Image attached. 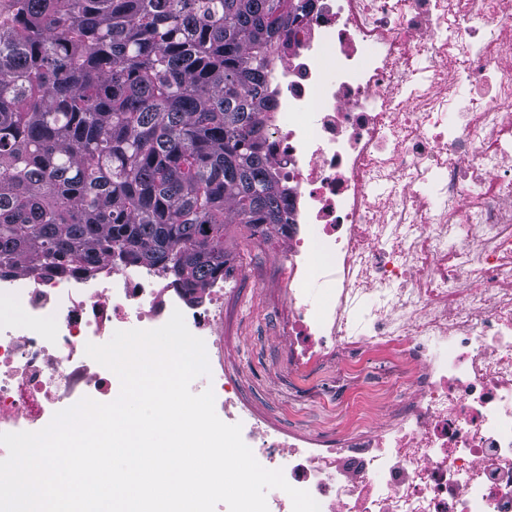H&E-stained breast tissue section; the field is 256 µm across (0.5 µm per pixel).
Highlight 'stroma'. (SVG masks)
<instances>
[{
    "label": "stroma",
    "mask_w": 512,
    "mask_h": 512,
    "mask_svg": "<svg viewBox=\"0 0 512 512\" xmlns=\"http://www.w3.org/2000/svg\"><path fill=\"white\" fill-rule=\"evenodd\" d=\"M224 255L240 286L224 325V359L241 378L243 399L286 429L316 433L347 421L349 408L329 394L338 369L322 366L301 375L289 366L288 349L277 334L276 317L285 308L277 284L252 279L281 260L279 247L260 244L244 225L229 224Z\"/></svg>",
    "instance_id": "35a3bbf8"
}]
</instances>
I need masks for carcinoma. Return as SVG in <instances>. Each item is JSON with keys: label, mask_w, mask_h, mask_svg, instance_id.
<instances>
[{"label": "carcinoma", "mask_w": 512, "mask_h": 512, "mask_svg": "<svg viewBox=\"0 0 512 512\" xmlns=\"http://www.w3.org/2000/svg\"><path fill=\"white\" fill-rule=\"evenodd\" d=\"M299 0H0V270L116 255L203 288L279 227L268 57Z\"/></svg>", "instance_id": "cac0c4a2"}]
</instances>
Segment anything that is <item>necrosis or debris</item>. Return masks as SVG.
Wrapping results in <instances>:
<instances>
[{
	"instance_id": "necrosis-or-debris-1",
	"label": "necrosis or debris",
	"mask_w": 512,
	"mask_h": 512,
	"mask_svg": "<svg viewBox=\"0 0 512 512\" xmlns=\"http://www.w3.org/2000/svg\"><path fill=\"white\" fill-rule=\"evenodd\" d=\"M512 0H312L275 47L264 151L286 191L288 363L372 374L381 427L284 433L224 368L235 277L196 292L119 259L0 275V433L112 373L85 353L180 310L215 411L320 512H512Z\"/></svg>"
}]
</instances>
